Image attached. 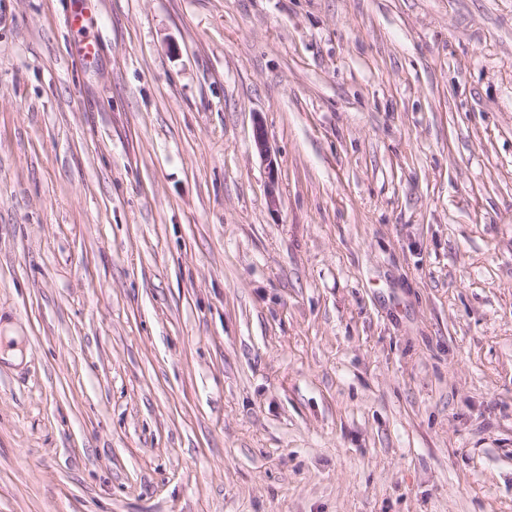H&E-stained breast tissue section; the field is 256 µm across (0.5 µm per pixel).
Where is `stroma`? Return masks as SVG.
I'll list each match as a JSON object with an SVG mask.
<instances>
[{"instance_id": "stroma-1", "label": "stroma", "mask_w": 512, "mask_h": 512, "mask_svg": "<svg viewBox=\"0 0 512 512\" xmlns=\"http://www.w3.org/2000/svg\"><path fill=\"white\" fill-rule=\"evenodd\" d=\"M0 512H512V0H0Z\"/></svg>"}]
</instances>
